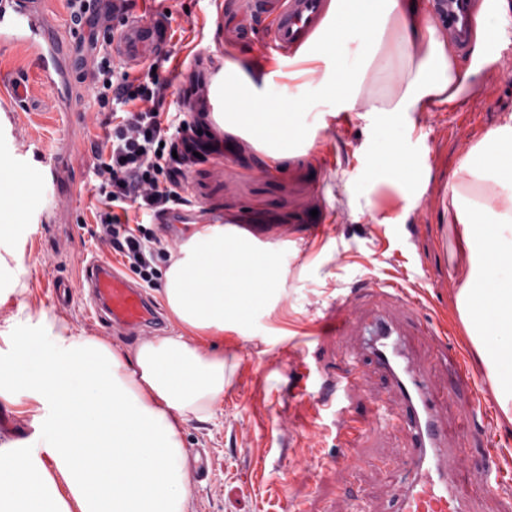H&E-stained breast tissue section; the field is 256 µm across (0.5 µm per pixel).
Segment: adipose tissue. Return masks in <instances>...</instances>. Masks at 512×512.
<instances>
[{
	"label": "adipose tissue",
	"instance_id": "1",
	"mask_svg": "<svg viewBox=\"0 0 512 512\" xmlns=\"http://www.w3.org/2000/svg\"><path fill=\"white\" fill-rule=\"evenodd\" d=\"M298 55L305 82L282 86L276 72L224 64V116L244 118L269 167L306 138L287 121L313 97L337 116L370 112L382 120L457 107L488 58L459 70L420 0H329ZM452 220L471 256L457 294L466 334L485 365L498 405L512 422V119L464 156L451 186ZM268 259L251 243L224 244V227L197 230L163 272L162 300L177 335L116 355L95 337L54 324L51 336L12 327L0 359V398L54 403L44 444L46 471L24 453L0 466V512H186L191 478L179 437L186 416L202 419L224 402V354L213 345L233 313L267 285Z\"/></svg>",
	"mask_w": 512,
	"mask_h": 512
}]
</instances>
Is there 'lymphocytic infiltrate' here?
Returning a JSON list of instances; mask_svg holds the SVG:
<instances>
[{
    "mask_svg": "<svg viewBox=\"0 0 512 512\" xmlns=\"http://www.w3.org/2000/svg\"><path fill=\"white\" fill-rule=\"evenodd\" d=\"M89 44L96 53L92 59H79L78 66L89 75L99 107L110 111L109 131L93 145L98 159L93 176L102 198L94 212L93 235L153 287L158 263L169 260L171 252L168 240L150 223L187 205L182 187L188 170L200 157L221 153L224 143L214 135L195 139L205 113L189 119L166 109L169 82L149 71L136 76L114 64L97 37H90ZM132 207L142 213L143 222L129 224Z\"/></svg>",
    "mask_w": 512,
    "mask_h": 512,
    "instance_id": "lymphocytic-infiltrate-1",
    "label": "lymphocytic infiltrate"
}]
</instances>
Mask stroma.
<instances>
[{"instance_id":"stroma-1","label":"stroma","mask_w":512,"mask_h":512,"mask_svg":"<svg viewBox=\"0 0 512 512\" xmlns=\"http://www.w3.org/2000/svg\"><path fill=\"white\" fill-rule=\"evenodd\" d=\"M248 5L135 0L134 13L171 17L167 47L153 62L159 78L172 82L167 103L173 110L187 111L180 89L199 59L218 66L228 59L272 66L274 54L233 36L232 18ZM488 54L490 64L456 109L419 112L403 122L406 156L416 166L406 186L382 174L379 147L386 124L369 113L340 120L324 106L312 107L313 145L290 153L274 170L265 168L260 146L243 128L210 120L211 131L228 147L187 175L193 221L205 224L210 213L223 214L228 243L253 238L275 268L266 297L224 332L223 404L210 419L192 416L181 426L184 449L211 451L209 476L193 480L188 512H386L409 435L397 421L371 432L357 440L362 460L350 466L336 446L335 418L315 401L325 379L351 370L364 383L337 398L354 416L366 422L376 408L398 411L375 364L354 360L353 337L321 333L336 312L337 296L365 277L420 290L433 324L446 328L443 340L413 336L410 345L451 385L453 397L441 408L450 424L474 405L485 415L482 435L464 441L465 471L488 468L504 475L512 494V423L502 415L460 323L457 294L468 264L443 192L473 143L512 116V86L500 80L512 67V42ZM17 82L26 96L8 128L13 150L24 154L28 166L0 181L13 185L11 203L20 213L39 207L43 220L4 228L17 259L0 268V329L15 323L44 336L50 321L61 319L129 355L138 337L99 322L77 291L85 259L120 264L90 234L99 199L91 145L104 137L109 113L91 97L82 111H69L43 85L25 50L0 52V109L15 102L11 89ZM49 161L58 162L70 181L75 205H43L37 186ZM353 186L361 187V195L350 194ZM61 279L75 286L72 300L56 301L53 285ZM51 413L24 396L0 401V445L13 442L53 468L42 436Z\"/></svg>"}]
</instances>
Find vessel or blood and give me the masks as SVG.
Instances as JSON below:
<instances>
[{"instance_id": "1", "label": "vessel or blood", "mask_w": 512, "mask_h": 512, "mask_svg": "<svg viewBox=\"0 0 512 512\" xmlns=\"http://www.w3.org/2000/svg\"><path fill=\"white\" fill-rule=\"evenodd\" d=\"M474 0H434L433 13L452 34L460 54L473 44ZM327 9V0H254L256 13L270 17L269 48L280 53L295 52L315 29ZM111 24L119 33L112 40V56L132 67L161 53L166 35L157 19L127 11L112 14ZM72 24L50 20L40 0H0V48L20 47L33 55L45 87L61 95L67 104H82L84 95L68 80L75 67L72 51L82 38ZM198 112L224 109V83L216 81L213 91L188 94ZM83 288L88 291L96 315L129 336L150 333L159 319L155 306L141 288L118 274L111 264L94 259L85 267ZM375 302L366 311L363 296ZM340 318L334 328L341 335L359 331L361 348L382 370L399 399L400 422L411 437L406 473L391 492L389 512H473L480 497H499L497 478L482 473L478 483L469 482L461 470L466 437L474 424L466 417L449 427L440 416L446 395L432 372L407 351L408 331L430 334L422 316L420 297L411 295L397 282L363 279L337 301Z\"/></svg>"}]
</instances>
